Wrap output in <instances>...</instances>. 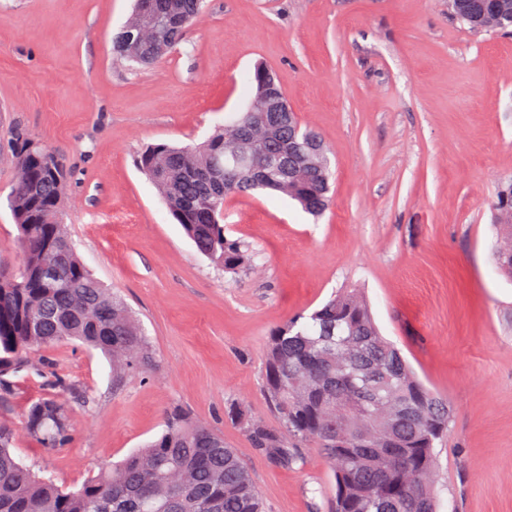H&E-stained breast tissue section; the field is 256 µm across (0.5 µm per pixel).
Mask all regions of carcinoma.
Listing matches in <instances>:
<instances>
[{"instance_id": "cac0c4a2", "label": "carcinoma", "mask_w": 512, "mask_h": 512, "mask_svg": "<svg viewBox=\"0 0 512 512\" xmlns=\"http://www.w3.org/2000/svg\"><path fill=\"white\" fill-rule=\"evenodd\" d=\"M157 15L174 23L157 28L133 14L141 44L115 52L129 63L151 65L176 49L185 27L203 13L204 0H153ZM453 17L473 31L512 27V0H448ZM258 66L249 81L255 94L247 110L205 142L154 144L137 166L153 182L172 217L197 251L234 273L252 251L224 235V203L249 191L271 190L298 202L313 216L328 206L329 158H312L310 129L283 131L273 151L288 158L264 164L243 143L245 130L265 122L259 97L269 85ZM17 178L10 208L18 227L21 263L0 266V389L9 377L40 372L32 355L73 341L112 361L117 384L153 365L140 325L124 300L93 276L78 256L63 220L69 173L64 161L20 132L14 145ZM264 167V181L248 173ZM495 259L512 278V184L495 204ZM57 268V277L43 271ZM49 392L27 407L23 425L43 447L61 449L72 438L73 405L86 398L59 374ZM265 398L278 425L255 421L238 405L225 419L242 426L253 447L282 466L304 463L299 448L314 442L333 473L332 512H438L435 443L448 430L449 406L416 376L401 352L380 333L362 291L343 288L308 316L288 319L270 335L262 370ZM165 429L109 469L67 490L38 475L16 454L15 434L0 425V512H264L253 477L224 436L178 406L165 412Z\"/></svg>"}]
</instances>
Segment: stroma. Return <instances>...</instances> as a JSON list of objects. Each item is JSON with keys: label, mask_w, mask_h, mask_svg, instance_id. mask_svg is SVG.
<instances>
[{"label": "stroma", "mask_w": 512, "mask_h": 512, "mask_svg": "<svg viewBox=\"0 0 512 512\" xmlns=\"http://www.w3.org/2000/svg\"><path fill=\"white\" fill-rule=\"evenodd\" d=\"M135 0H0V265L20 259L8 204L14 131L59 151L71 172L64 223L92 274L125 299L155 368L112 381L100 351L42 356L90 399L71 443L23 427L34 374L0 393V424L25 464L72 488L157 439L178 405L220 431L265 512H329L319 448L284 467L225 421L267 425L262 388L274 329L340 288L361 289L381 334L451 407L436 448L439 512H512V281L494 257V201L512 183V33H474L448 0H209L177 50L129 69L113 39ZM331 151L320 218L279 193L224 207L229 239L254 249L232 274L200 255L135 164L154 144L203 141L244 112L257 63Z\"/></svg>", "instance_id": "1"}]
</instances>
